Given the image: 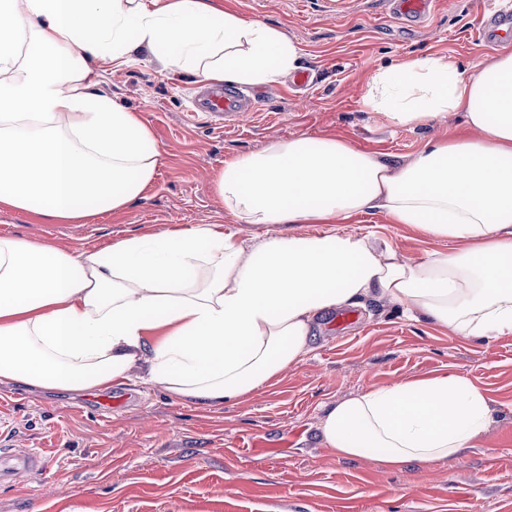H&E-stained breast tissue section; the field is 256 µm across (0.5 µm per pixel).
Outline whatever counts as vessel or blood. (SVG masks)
<instances>
[{
  "label": "vessel or blood",
  "instance_id": "vessel-or-blood-1",
  "mask_svg": "<svg viewBox=\"0 0 512 512\" xmlns=\"http://www.w3.org/2000/svg\"><path fill=\"white\" fill-rule=\"evenodd\" d=\"M394 15L409 23H421L430 15L434 0H387ZM477 39L487 47L512 41V5L507 0H487L477 27ZM192 115H205L213 128L223 129L241 120L256 109V98L226 83L203 85L195 95ZM4 467L0 478L13 472H41L51 460L42 451L33 449L21 454L10 451L0 454Z\"/></svg>",
  "mask_w": 512,
  "mask_h": 512
}]
</instances>
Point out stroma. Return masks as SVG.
I'll use <instances>...</instances> for the list:
<instances>
[{
    "mask_svg": "<svg viewBox=\"0 0 512 512\" xmlns=\"http://www.w3.org/2000/svg\"><path fill=\"white\" fill-rule=\"evenodd\" d=\"M243 18L285 31L312 88L297 96L286 79L257 87V118L221 130L188 119L198 77H168L149 55L106 66L101 87L143 113L160 151L144 196L89 224H45L0 212V236L71 250L197 224H221L243 239L262 235L229 212L211 184L225 162L298 135L336 136L384 159L409 161L432 138L465 130L462 113L397 127L362 105L372 73L437 56L472 74L493 51L475 38L478 0H436L421 27L400 24L383 0H217ZM417 257L437 241L384 215L351 219ZM358 321L337 329L318 318L305 358L238 403L204 408L138 375L137 398L101 415L85 393L0 386V439L13 451L41 449L46 471L0 482V512H512V336L468 341L369 301ZM462 375L486 391L497 422L463 454L402 471L377 457L340 458L323 448L326 409L395 380Z\"/></svg>",
    "mask_w": 512,
    "mask_h": 512,
    "instance_id": "stroma-1",
    "label": "stroma"
}]
</instances>
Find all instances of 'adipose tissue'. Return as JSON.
<instances>
[{
  "label": "adipose tissue",
  "instance_id": "adipose-tissue-1",
  "mask_svg": "<svg viewBox=\"0 0 512 512\" xmlns=\"http://www.w3.org/2000/svg\"><path fill=\"white\" fill-rule=\"evenodd\" d=\"M142 48L165 71L217 83L264 85L299 63L283 31L212 0H0V210L84 224L143 196L160 160L152 129L99 88L101 63ZM363 103L405 127L460 112L468 132L401 165L307 135L225 163L214 190L265 226L253 246L220 224L84 252L0 236V385L94 391L137 370L214 407L308 354L323 312L369 299L466 339L511 336L512 52L468 76L432 56L378 70ZM367 212L460 247L410 258L337 230ZM496 417L481 389L447 373L335 403L320 440L399 468L462 454Z\"/></svg>",
  "mask_w": 512,
  "mask_h": 512
}]
</instances>
